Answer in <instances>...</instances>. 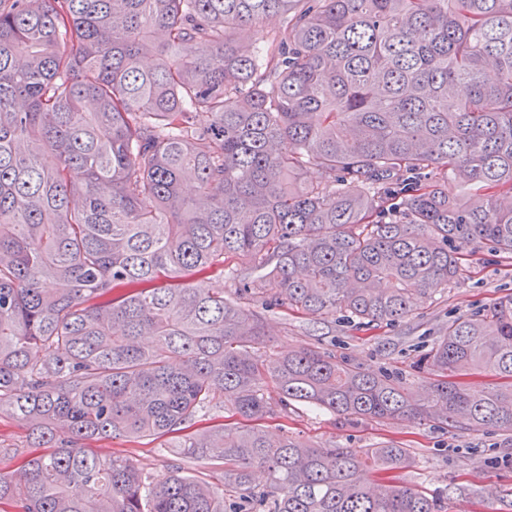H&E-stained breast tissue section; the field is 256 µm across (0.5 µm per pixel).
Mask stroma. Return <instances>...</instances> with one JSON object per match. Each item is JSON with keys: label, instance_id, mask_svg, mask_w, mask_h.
Wrapping results in <instances>:
<instances>
[{"label": "stroma", "instance_id": "obj_1", "mask_svg": "<svg viewBox=\"0 0 512 512\" xmlns=\"http://www.w3.org/2000/svg\"><path fill=\"white\" fill-rule=\"evenodd\" d=\"M462 271L451 288L436 292L431 300L404 321L393 326L360 327L341 315L323 318L279 306L266 313L268 334L265 351L276 357L288 351L318 347L368 371L388 369L402 372L412 384L424 381L416 363L427 353L449 321L475 313L512 294V259L481 244L463 250ZM263 429L290 432L312 443L347 448H371L394 443L409 449L411 467L398 474L401 482L429 491L457 485L474 488L497 486L512 493V431L461 432L441 429L415 419L393 425L342 426L336 415L299 405L288 414L261 420ZM174 437L100 440L94 452L129 457L144 475L158 478L175 462ZM26 445L25 431L9 415H0V473L22 481L17 457Z\"/></svg>", "mask_w": 512, "mask_h": 512}]
</instances>
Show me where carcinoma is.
<instances>
[{
	"mask_svg": "<svg viewBox=\"0 0 512 512\" xmlns=\"http://www.w3.org/2000/svg\"><path fill=\"white\" fill-rule=\"evenodd\" d=\"M481 243L512 258V0H3L0 414L31 452L0 512H444L363 478L407 448L196 423L219 393L245 418L512 431V295L448 323L424 389L260 352L275 306L400 323ZM227 254L237 301L203 286ZM172 434L223 484L86 446ZM282 25V19L279 16H273L268 18L263 24L262 29L258 28H246L240 31L238 34L241 40L247 44L248 42L252 46H258L262 44L264 38L275 31H277Z\"/></svg>",
	"mask_w": 512,
	"mask_h": 512,
	"instance_id": "obj_1",
	"label": "carcinoma"
}]
</instances>
